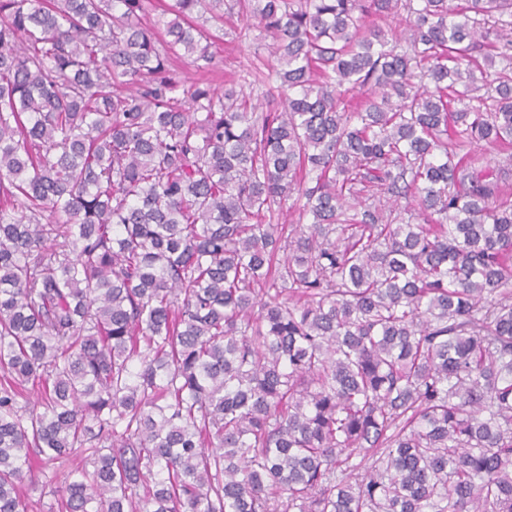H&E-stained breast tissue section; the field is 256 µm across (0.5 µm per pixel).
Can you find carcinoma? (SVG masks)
<instances>
[{
  "instance_id": "carcinoma-1",
  "label": "carcinoma",
  "mask_w": 512,
  "mask_h": 512,
  "mask_svg": "<svg viewBox=\"0 0 512 512\" xmlns=\"http://www.w3.org/2000/svg\"><path fill=\"white\" fill-rule=\"evenodd\" d=\"M145 15L0 0V512H512V0ZM233 21L235 29H230V23L224 21V32L227 35L213 48L215 67L211 71H197L186 57L174 61L173 68L186 86L204 83L211 85L217 92H223L224 86L233 85L237 90L242 88L246 93H260L255 84L249 85L253 78L250 77L245 82L243 76L251 62L257 63L256 58H266L267 50L261 45L263 42L255 39V35L259 33L255 28L247 29L246 24L236 21V17H233ZM75 463L72 465L70 462H59L54 466H50L48 469L41 473H37L39 476V484L35 489H28L26 493L33 503V511L30 512H49L51 505L55 509V490L60 485L63 477L75 467Z\"/></svg>"
}]
</instances>
